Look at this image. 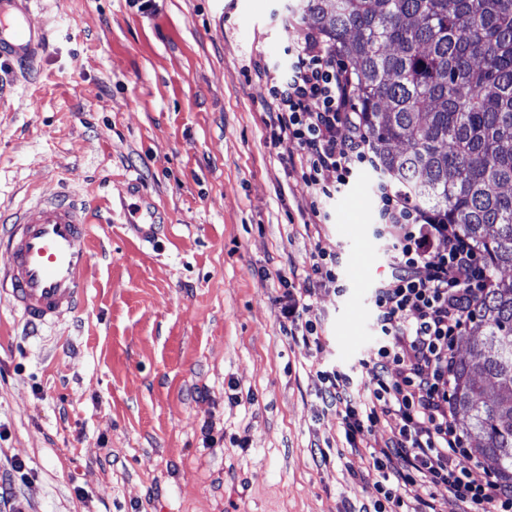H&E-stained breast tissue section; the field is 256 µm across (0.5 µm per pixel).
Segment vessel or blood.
I'll return each instance as SVG.
<instances>
[{
	"label": "vessel or blood",
	"mask_w": 512,
	"mask_h": 512,
	"mask_svg": "<svg viewBox=\"0 0 512 512\" xmlns=\"http://www.w3.org/2000/svg\"><path fill=\"white\" fill-rule=\"evenodd\" d=\"M33 0H0V65L32 64L46 40L28 20ZM87 207L56 193L15 212L0 289L33 325L75 312L87 291Z\"/></svg>",
	"instance_id": "vessel-or-blood-1"
}]
</instances>
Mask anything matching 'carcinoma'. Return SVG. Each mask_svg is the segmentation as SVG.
<instances>
[{
    "instance_id": "cac0c4a2",
    "label": "carcinoma",
    "mask_w": 512,
    "mask_h": 512,
    "mask_svg": "<svg viewBox=\"0 0 512 512\" xmlns=\"http://www.w3.org/2000/svg\"><path fill=\"white\" fill-rule=\"evenodd\" d=\"M302 20L352 67L375 170L511 271L512 0H303ZM472 324L452 404L475 452L512 477V276Z\"/></svg>"
}]
</instances>
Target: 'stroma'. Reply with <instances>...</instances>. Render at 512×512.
<instances>
[{"label": "stroma", "instance_id": "obj_1", "mask_svg": "<svg viewBox=\"0 0 512 512\" xmlns=\"http://www.w3.org/2000/svg\"><path fill=\"white\" fill-rule=\"evenodd\" d=\"M140 4L40 0L45 50L0 70V234L62 190L90 221L79 310L34 329L0 299V464H23L29 512H358L393 425L349 448L316 371L365 376L379 344V175L361 169L316 224L285 164L297 144L267 138L301 0ZM319 250L341 271L311 300L315 347L283 333L275 273L295 266L302 287Z\"/></svg>", "mask_w": 512, "mask_h": 512}]
</instances>
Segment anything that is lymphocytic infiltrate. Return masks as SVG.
<instances>
[{
    "instance_id": "lymphocytic-infiltrate-1",
    "label": "lymphocytic infiltrate",
    "mask_w": 512,
    "mask_h": 512,
    "mask_svg": "<svg viewBox=\"0 0 512 512\" xmlns=\"http://www.w3.org/2000/svg\"><path fill=\"white\" fill-rule=\"evenodd\" d=\"M269 94L270 141L297 143L298 155L286 162L300 170L316 203L347 187L357 169L374 165L354 104L353 75L323 48L318 31L307 32L287 77ZM329 171L335 184L324 181ZM376 197L377 219L393 252L391 272L372 295L380 344L363 383L333 367L318 370L323 408L336 413L352 448L380 420L395 424L392 438L370 453L379 493L374 512H440L436 498L412 495L418 484L446 487L458 512H512V481L484 468L465 448L452 405L457 348L493 276L443 215L386 183L377 186ZM338 266L336 256L314 255L313 279L284 295L285 335L319 344L309 299L318 280L335 279ZM476 469L483 472L478 481L472 477Z\"/></svg>"
}]
</instances>
